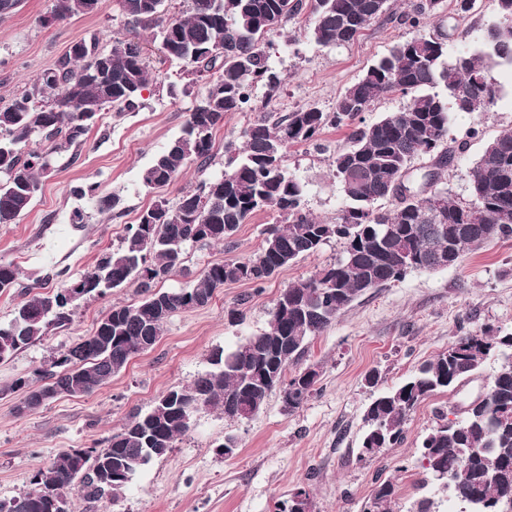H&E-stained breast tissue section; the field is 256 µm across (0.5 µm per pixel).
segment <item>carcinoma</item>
Segmentation results:
<instances>
[{"mask_svg": "<svg viewBox=\"0 0 512 512\" xmlns=\"http://www.w3.org/2000/svg\"><path fill=\"white\" fill-rule=\"evenodd\" d=\"M166 0H118L135 35L100 47L95 34L75 43L52 68L0 106V224H15L33 205L41 177L54 156L83 144L93 123L81 105L96 112L112 106L136 112L151 81L141 34L170 41L167 59L184 64L188 82L182 93L194 106L181 134L157 154L142 174L145 187L170 184L189 164L205 171L214 158V135L231 112L255 111L253 92L265 88L268 105L281 79L265 50L268 37L306 9L304 0H189L181 14ZM484 28L485 50L448 55V32L434 26L442 0H414L401 19L412 36L388 54L324 112L302 106L285 116H260L237 137L224 141V170L201 179L174 204L158 200L126 226L120 245L104 253L77 277L50 268L46 280L30 286L10 320L0 324V360L71 324L78 302L87 295L137 284L142 299L114 305L95 332L70 346L35 381L20 380L12 391L25 395L54 391L83 396L110 383L132 358L147 352L162 336L174 313L207 305L226 282L246 281L260 292L276 273L319 252L332 239L342 251L313 275L280 292L268 328L234 347L214 349L209 370L189 385L162 393L153 407L136 414L89 451L59 453L33 476L37 489L0 499V512H72L67 490L80 482L88 498L117 496L153 459L174 448L190 426L182 415L193 409L219 410L228 420L239 411L263 409L268 396L292 390L288 410L300 408L316 392L317 372L296 368L307 345L365 292L398 282L415 270H433L440 257L460 264L468 250L495 238L512 237V130L490 142L470 171V199L456 200L442 186L441 174L453 157L445 147L454 112H488L498 98L491 66L512 65V0H495ZM388 11L387 0H315L307 33L320 46L354 41ZM59 22L88 14L84 0H55L50 11ZM199 92H194L198 83ZM401 95L409 102L367 124L362 114L380 98ZM328 127H350L348 146L332 156L333 176L349 205L332 223L306 209L304 187L285 165L288 148L313 143ZM432 157L431 169L412 180L413 161ZM71 194L95 202L99 212L121 210L122 200L98 195L94 183ZM438 196L441 208L430 206ZM389 199L387 210L376 203ZM277 214L261 247L205 267L193 286L161 291L158 284L188 273L185 248L224 243L231 247L241 225L258 212ZM18 269L0 264V287H19ZM288 307H283V298ZM492 352L502 355L489 399L462 420L446 421L426 433L420 462L468 512H512V333L459 337L448 349L420 364L406 379L369 404L364 448H393L405 425L427 397L469 378ZM393 484L375 490L364 512H391Z\"/></svg>", "mask_w": 512, "mask_h": 512, "instance_id": "carcinoma-1", "label": "carcinoma"}]
</instances>
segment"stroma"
<instances>
[{"instance_id": "obj_1", "label": "stroma", "mask_w": 512, "mask_h": 512, "mask_svg": "<svg viewBox=\"0 0 512 512\" xmlns=\"http://www.w3.org/2000/svg\"><path fill=\"white\" fill-rule=\"evenodd\" d=\"M410 3L390 0L385 18L335 48L308 38L306 16L289 21L270 37L271 62L283 83L269 111L284 115L304 105L333 111L338 95L406 36L399 17ZM52 7L53 0H22L13 14L0 18V101L9 100L90 34H97L106 49L130 34L117 0H106L98 12L42 26L40 17ZM494 8L493 0H476L473 10L460 17L452 0H445L441 18L448 27L449 50L472 47ZM148 53L153 73L141 109L100 112L86 143L60 153L53 171L41 178L31 210L18 223L0 224V262L17 267L20 283L11 294L0 295L1 323L22 300V287L51 267L82 273L119 245L126 225L135 223L143 208L162 199L175 202L203 174L220 173L225 138L254 120L251 112L228 114L215 134L216 157L207 171L191 164L170 185L145 188L143 170L180 134L193 106L192 97L167 93L170 83L181 80V64L160 62L157 44H149ZM490 75L501 88L492 110L452 115L449 138L460 148L444 181L458 199L468 198L470 171L486 145L512 130V66H493ZM349 134V128L330 127L322 134L324 149L299 144L287 154L289 172L305 186L307 209L325 222L334 221L348 204L333 177L331 155L347 146ZM92 182L99 194L122 196L121 213H99L91 200L71 195L72 187ZM77 208L86 216L80 229L69 222ZM276 221L274 212H259L240 226L233 248L191 245L185 264L193 273L252 252ZM341 249L340 241L328 242L317 254L281 270L259 293L243 282L225 284L207 306L172 316L153 350L135 356L108 385L81 397L60 395L39 409L17 413L23 397L12 389L17 379L32 376L54 355L91 335L112 305L137 303L141 295L131 284L81 300L70 325L0 361V498L32 491L35 473L60 451L103 443L134 414L148 411L163 392L186 386L207 370L212 350L231 348L264 330L279 293L333 261ZM488 327L502 335L512 332V238L483 244L467 253L460 266L414 271L358 298L306 347L299 365L316 368L319 377L315 394L299 409L288 411L276 391L257 415L241 422L217 410L202 412L175 448L146 465L119 499H89L77 487L69 490L68 499L74 512H274L277 502L304 486L311 512H363L376 487L388 481L395 487L394 512H405L422 495L431 497L439 512H461V503L449 498L446 487L426 480L419 442L440 417L452 416L460 403L488 391L496 357L488 356L463 386L422 401L409 417L403 442L370 463L360 459L364 413L375 389L400 383L459 336ZM373 371L379 374L374 387L366 381ZM228 434L239 440L231 457L220 450Z\"/></svg>"}]
</instances>
